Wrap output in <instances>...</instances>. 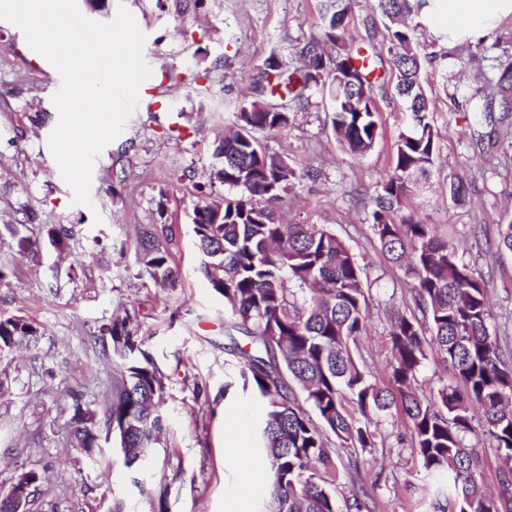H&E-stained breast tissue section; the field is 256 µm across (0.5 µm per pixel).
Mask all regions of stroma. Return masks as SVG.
Masks as SVG:
<instances>
[{
    "label": "stroma",
    "instance_id": "35a3bbf8",
    "mask_svg": "<svg viewBox=\"0 0 512 512\" xmlns=\"http://www.w3.org/2000/svg\"><path fill=\"white\" fill-rule=\"evenodd\" d=\"M88 18L112 21L119 6L140 19L143 57L152 83L140 93L123 132L96 157L92 206L73 203L48 140L59 114L53 65L27 43L23 31L0 20V225L23 224L34 253L18 252L0 238V315L38 322L43 336L18 359H0V491L34 471L44 478L31 512H265L269 484L254 496L239 489L240 469L224 459V439L244 426L258 448L261 409L240 387L230 386L238 359L224 334V301L200 271L188 219L203 204L197 184L210 182L213 150L237 108L249 101L250 83L271 50L288 53L316 33L321 0H77ZM427 93L440 152L432 189L411 205L459 243L460 257L483 276L500 343L512 350V252L498 249L499 224L512 217V131L498 117L471 128L465 99L480 86L479 59L512 54V25L462 55L422 23ZM379 136L355 160L332 133L325 103L291 112L280 134H260L269 152L287 157L315 179L293 183L281 208L285 219L327 225L362 267L369 295L368 334L354 353L378 383L389 380L388 309L410 312L411 280L391 264L375 241L368 198L393 169L398 137L407 126L392 86L376 89ZM473 183L468 202L454 203L449 175ZM166 213H159L158 202ZM175 227L170 251L176 288L163 289L143 272L136 256L142 224ZM71 224L75 236L55 246L47 231ZM131 315L137 336L164 375L166 434L143 479L163 487L159 498L141 496L134 472L124 467L114 442L89 464L69 439L71 393L83 407L103 413L117 376L111 353L95 344L102 325ZM409 423L399 412L383 417L371 448H343L333 488L338 504L357 492L372 512H428L423 472L405 441Z\"/></svg>",
    "mask_w": 512,
    "mask_h": 512
}]
</instances>
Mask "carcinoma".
Segmentation results:
<instances>
[{
	"label": "carcinoma",
	"mask_w": 512,
	"mask_h": 512,
	"mask_svg": "<svg viewBox=\"0 0 512 512\" xmlns=\"http://www.w3.org/2000/svg\"><path fill=\"white\" fill-rule=\"evenodd\" d=\"M422 5L423 0H376L372 12L386 19L384 32L367 16L365 35L355 43L345 39L354 19L351 0H323L317 34L294 51L303 65L293 68L272 50L252 80L251 100L234 113L236 131L214 151L224 159L210 177L227 188L215 202L224 207L223 221L214 223L208 206L190 215L205 278L211 279L215 266L224 273V285L212 288L224 298L243 388L251 389L263 408L259 434L271 485L267 512H338L320 472L334 466L329 435L343 448H372L373 418L393 408L410 422L409 446L430 479L425 491L435 500L434 512H512V352L490 331L493 314L484 281L438 225L408 207L439 151L420 81L426 56L419 51L416 28L405 22L418 18ZM491 70L484 87L466 99L477 127L496 107L512 112V58H492ZM389 79L409 122L399 135L392 172L376 182L371 230L388 260L412 279L415 311L390 315L391 376L389 385L380 386L350 348L367 331L362 268L326 226L277 217L273 203L300 176L284 157L269 153L257 134L286 131L290 108L309 102V91L329 102L339 147L362 156L379 136L374 90ZM447 191L451 200L463 201L466 178L452 176ZM171 234L170 224L140 226L138 252L151 280L175 288L178 272L165 245ZM42 334L29 318L20 330L11 317L0 316V346H28ZM99 339L111 342L121 362L105 425L112 426L124 465L140 469L165 431L164 376L142 349L130 315L102 326ZM429 349L450 366L457 385L444 383L426 397L415 383ZM71 399L73 447L81 452L99 447L96 413L81 407L79 394ZM348 402L365 422L347 412ZM474 408L502 461L495 492L480 480L478 449L465 444Z\"/></svg>",
	"instance_id": "obj_1"
}]
</instances>
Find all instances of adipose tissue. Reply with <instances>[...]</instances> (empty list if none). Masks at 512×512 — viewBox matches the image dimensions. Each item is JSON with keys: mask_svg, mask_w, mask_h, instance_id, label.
Here are the masks:
<instances>
[{"mask_svg": "<svg viewBox=\"0 0 512 512\" xmlns=\"http://www.w3.org/2000/svg\"><path fill=\"white\" fill-rule=\"evenodd\" d=\"M422 15L448 46L475 45L512 24V0H429Z\"/></svg>", "mask_w": 512, "mask_h": 512, "instance_id": "ef3b65f1", "label": "adipose tissue"}]
</instances>
